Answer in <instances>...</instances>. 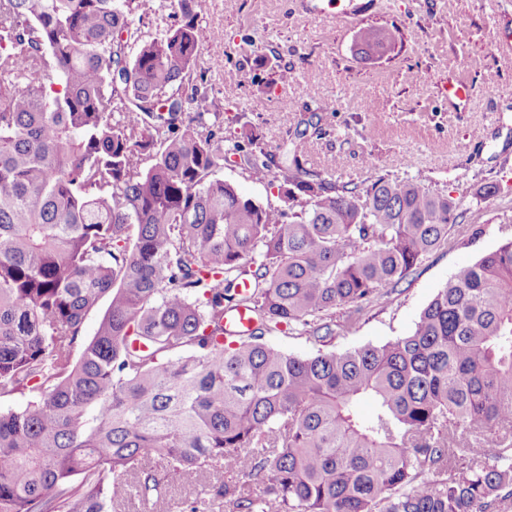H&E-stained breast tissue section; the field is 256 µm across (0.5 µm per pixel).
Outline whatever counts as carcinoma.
<instances>
[{"label": "carcinoma", "instance_id": "cac0c4a2", "mask_svg": "<svg viewBox=\"0 0 512 512\" xmlns=\"http://www.w3.org/2000/svg\"><path fill=\"white\" fill-rule=\"evenodd\" d=\"M0 0V512H501L512 500V240L461 269L407 336L323 346L448 241L459 203L365 192L179 117L201 0ZM264 169L287 207L216 177ZM248 288H243V284ZM94 335L83 326L102 298ZM248 309V333L224 329ZM370 400L371 415L359 411ZM496 448L489 454L487 446ZM230 469L257 488L223 479ZM150 9L143 22L136 25L141 28L143 39L150 40L158 37L166 29L169 23L168 14L171 12V0H149ZM265 340L275 348L300 356L312 355L321 347L307 336H298L294 333H288V330L267 335Z\"/></svg>", "mask_w": 512, "mask_h": 512}]
</instances>
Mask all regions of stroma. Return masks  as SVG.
I'll return each mask as SVG.
<instances>
[{
	"label": "stroma",
	"mask_w": 512,
	"mask_h": 512,
	"mask_svg": "<svg viewBox=\"0 0 512 512\" xmlns=\"http://www.w3.org/2000/svg\"><path fill=\"white\" fill-rule=\"evenodd\" d=\"M370 30L398 39L368 58L359 47ZM506 35L512 0H208L192 78L206 95L203 122L223 127L225 144L249 130L276 155L303 129L311 171L333 156L336 181L363 190L381 173L421 175L462 203L447 243L341 329L336 349L409 335L448 279L512 239V55L497 51ZM283 67L289 82L269 83ZM458 81L475 90L462 105L448 98ZM218 176L262 205L283 204L267 173L228 163Z\"/></svg>",
	"instance_id": "35a3bbf8"
}]
</instances>
